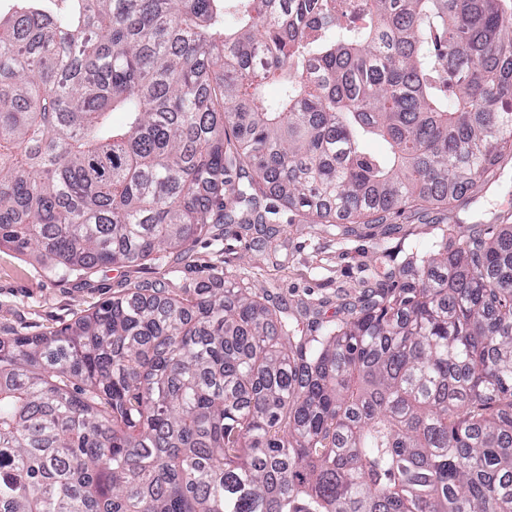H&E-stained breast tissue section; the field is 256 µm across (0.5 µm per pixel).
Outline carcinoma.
<instances>
[{
  "label": "carcinoma",
  "mask_w": 512,
  "mask_h": 512,
  "mask_svg": "<svg viewBox=\"0 0 512 512\" xmlns=\"http://www.w3.org/2000/svg\"><path fill=\"white\" fill-rule=\"evenodd\" d=\"M9 4L0 246L62 276L262 196L448 205L512 155V0ZM0 512H512V226L313 334L214 273L0 336Z\"/></svg>",
  "instance_id": "carcinoma-1"
}]
</instances>
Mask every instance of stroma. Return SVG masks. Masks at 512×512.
Returning <instances> with one entry per match:
<instances>
[{
  "label": "stroma",
  "mask_w": 512,
  "mask_h": 512,
  "mask_svg": "<svg viewBox=\"0 0 512 512\" xmlns=\"http://www.w3.org/2000/svg\"><path fill=\"white\" fill-rule=\"evenodd\" d=\"M512 225V156L447 208H407L380 224H314L279 209L269 224H214L190 253L106 265L87 277L51 272L38 251L0 247V329L41 335L75 322L125 288L178 287L215 272L285 307L291 319L333 324L376 281L399 276L411 256L440 242L457 248L475 225Z\"/></svg>",
  "instance_id": "stroma-1"
}]
</instances>
